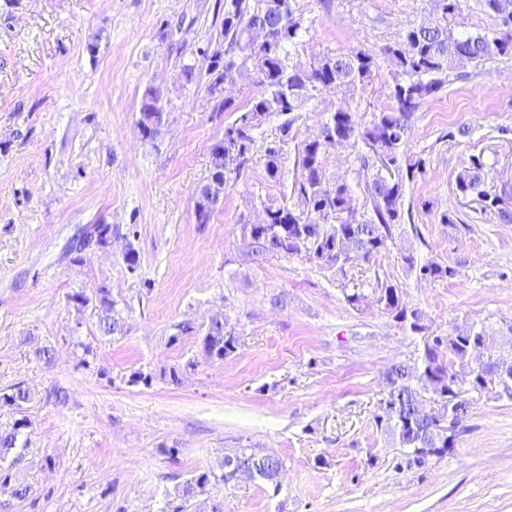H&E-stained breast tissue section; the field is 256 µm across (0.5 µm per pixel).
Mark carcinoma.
Wrapping results in <instances>:
<instances>
[{"label":"carcinoma","mask_w":512,"mask_h":512,"mask_svg":"<svg viewBox=\"0 0 512 512\" xmlns=\"http://www.w3.org/2000/svg\"><path fill=\"white\" fill-rule=\"evenodd\" d=\"M437 19L431 24L407 27L397 41L383 49L391 68L393 104L360 123L355 113L343 108L329 113L319 134L297 146L299 175L292 186L289 204L264 205L265 221L250 227L249 236L256 259L268 254L288 257L306 256L340 273L354 260L370 261L390 250L395 227L405 223L412 211L405 207L408 184L423 173L426 161L410 154L406 145L412 131L415 112L433 98L447 83L452 72L478 64L495 55H512V0H483L497 27L494 36L486 33L457 35L452 28L462 0H434ZM303 19L295 11V0H224V18L220 35L224 48L205 56V75L209 88L222 82H234L240 72L252 76L258 91L244 109L224 99V111L237 113L224 128V139L211 148L210 180L223 184L236 181L256 151L253 133L267 116L284 117L279 135L262 146L264 167L273 180L281 177L284 147L289 133L308 101L328 87H364L378 69L377 55L356 48L347 53L322 54L307 66L292 62L290 47L304 32ZM158 94L148 89L142 97L138 125L142 136L154 139L159 127L152 120L153 103ZM362 145L358 160L362 169L372 170L365 186L363 202L354 204L350 185L332 180L325 170V152L330 147ZM456 188L477 205L479 212L499 224H512V190L499 183L494 169L480 156H472L456 175ZM217 196L200 193L196 201V219L208 223ZM409 272L428 282L452 279L457 271L436 260L417 261L412 254L401 255ZM99 329L105 335L123 330L113 315L109 291L97 290ZM374 303L415 334L428 330L424 312L405 301L401 289L381 283L375 289ZM208 356L225 357L237 349V337L224 330V323H211L203 339ZM474 368L466 384L455 379L458 365ZM512 368V343L504 345L496 336L474 323L458 327V332L439 342L424 339L416 372L396 363L386 370L387 387L379 403L375 422L392 444L410 449L414 461L441 457L454 450L457 437L464 431L472 409L482 399L511 400L512 377L496 373L495 366ZM436 398L451 418L423 415V398ZM31 400L23 382L0 391V401L20 406ZM21 420L10 429L0 430V490L24 500L30 487L13 481L11 470L1 465L17 448ZM238 466L250 478L278 485L283 460L272 453L258 454L251 448L236 453Z\"/></svg>","instance_id":"obj_1"}]
</instances>
